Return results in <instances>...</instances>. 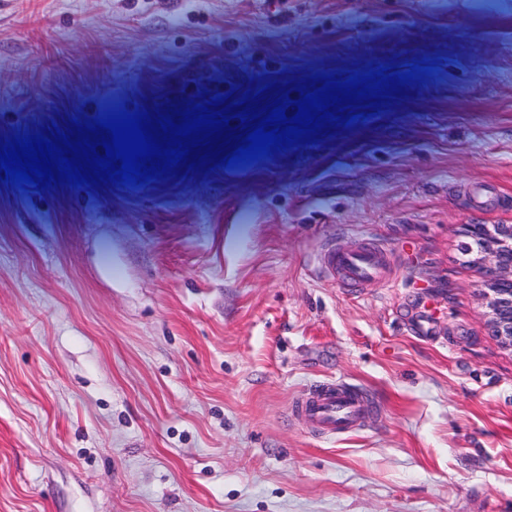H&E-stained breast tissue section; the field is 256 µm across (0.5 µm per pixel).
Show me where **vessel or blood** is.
<instances>
[{"label": "vessel or blood", "instance_id": "vessel-or-blood-1", "mask_svg": "<svg viewBox=\"0 0 512 512\" xmlns=\"http://www.w3.org/2000/svg\"><path fill=\"white\" fill-rule=\"evenodd\" d=\"M324 262L352 285L380 283L388 277L380 251L370 246L329 252ZM367 407L362 389L351 384L331 383L306 392L298 409L309 426L325 434L337 435L355 429Z\"/></svg>", "mask_w": 512, "mask_h": 512}]
</instances>
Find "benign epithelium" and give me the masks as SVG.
Here are the masks:
<instances>
[{
  "label": "benign epithelium",
  "instance_id": "7a95c632",
  "mask_svg": "<svg viewBox=\"0 0 512 512\" xmlns=\"http://www.w3.org/2000/svg\"><path fill=\"white\" fill-rule=\"evenodd\" d=\"M479 245L476 263L484 273L486 325L500 345L512 350V224H469Z\"/></svg>",
  "mask_w": 512,
  "mask_h": 512
}]
</instances>
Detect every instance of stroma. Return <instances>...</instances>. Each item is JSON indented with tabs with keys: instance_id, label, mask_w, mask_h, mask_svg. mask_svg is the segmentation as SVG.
Returning a JSON list of instances; mask_svg holds the SVG:
<instances>
[{
	"instance_id": "stroma-1",
	"label": "stroma",
	"mask_w": 512,
	"mask_h": 512,
	"mask_svg": "<svg viewBox=\"0 0 512 512\" xmlns=\"http://www.w3.org/2000/svg\"><path fill=\"white\" fill-rule=\"evenodd\" d=\"M437 69L252 164L0 181V512H512V0H0V145L118 106ZM370 242L362 288L327 249ZM344 381L377 415L295 414ZM479 245L476 263L484 273L486 325L500 345L512 350V224H471ZM324 262L351 285L380 283L388 278L381 251L374 247L361 245L348 250H335L325 255ZM367 407L362 389L351 384L331 383L306 392L298 409L309 426L337 435L355 429Z\"/></svg>"
}]
</instances>
